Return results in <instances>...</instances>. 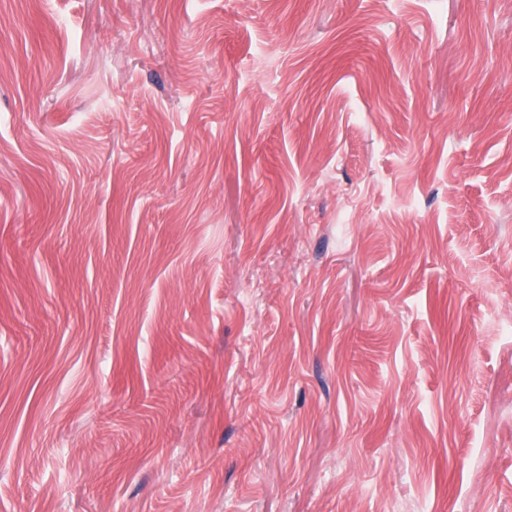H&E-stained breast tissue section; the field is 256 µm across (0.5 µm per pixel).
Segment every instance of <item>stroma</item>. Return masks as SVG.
<instances>
[{
  "mask_svg": "<svg viewBox=\"0 0 512 512\" xmlns=\"http://www.w3.org/2000/svg\"><path fill=\"white\" fill-rule=\"evenodd\" d=\"M0 512H512V0H0Z\"/></svg>",
  "mask_w": 512,
  "mask_h": 512,
  "instance_id": "stroma-1",
  "label": "stroma"
}]
</instances>
